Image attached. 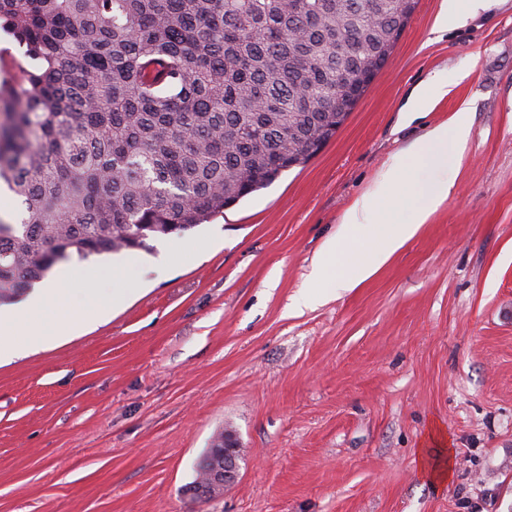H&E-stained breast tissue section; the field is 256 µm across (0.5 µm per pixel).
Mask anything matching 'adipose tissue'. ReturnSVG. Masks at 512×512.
I'll use <instances>...</instances> for the list:
<instances>
[{
    "mask_svg": "<svg viewBox=\"0 0 512 512\" xmlns=\"http://www.w3.org/2000/svg\"><path fill=\"white\" fill-rule=\"evenodd\" d=\"M466 140L464 118L432 128L345 212V230L361 224H379L383 230L365 244L348 238L325 244L324 253H344L354 269L353 275L337 279V287L348 290L371 276L442 205L449 187L423 183L417 172L424 167L444 169L449 162L461 161ZM408 210L413 213L409 219L404 216ZM75 275L74 268L61 267L55 278L39 283L21 304L0 309V359L47 344L60 333H76L84 324L101 318L109 308L122 304L139 281L140 260L135 256L113 260L98 275L101 287L87 289L76 308L71 305L69 288Z\"/></svg>",
    "mask_w": 512,
    "mask_h": 512,
    "instance_id": "obj_1",
    "label": "adipose tissue"
}]
</instances>
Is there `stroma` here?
I'll return each mask as SVG.
<instances>
[{"mask_svg": "<svg viewBox=\"0 0 512 512\" xmlns=\"http://www.w3.org/2000/svg\"><path fill=\"white\" fill-rule=\"evenodd\" d=\"M443 6L419 0L305 166L155 241L100 322L0 361V512H512V0L440 31ZM436 80L447 95L408 119ZM460 111L461 162L418 173L450 184L444 203L355 288L330 259L300 304L346 210ZM225 429L240 478L194 501Z\"/></svg>", "mask_w": 512, "mask_h": 512, "instance_id": "1", "label": "stroma"}]
</instances>
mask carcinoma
<instances>
[{
    "mask_svg": "<svg viewBox=\"0 0 512 512\" xmlns=\"http://www.w3.org/2000/svg\"><path fill=\"white\" fill-rule=\"evenodd\" d=\"M417 0H0V303L74 258L150 253L331 139ZM350 99L336 119V97ZM0 82L5 79L10 73H13L11 69L12 58L23 60V48L19 47L18 44L3 31H0ZM4 51V53H3Z\"/></svg>",
    "mask_w": 512,
    "mask_h": 512,
    "instance_id": "1",
    "label": "carcinoma"
}]
</instances>
